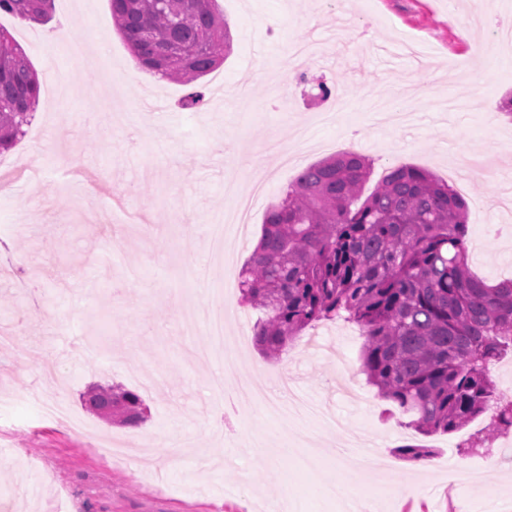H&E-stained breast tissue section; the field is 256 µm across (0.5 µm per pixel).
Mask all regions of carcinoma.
<instances>
[{
	"instance_id": "obj_1",
	"label": "carcinoma",
	"mask_w": 512,
	"mask_h": 512,
	"mask_svg": "<svg viewBox=\"0 0 512 512\" xmlns=\"http://www.w3.org/2000/svg\"><path fill=\"white\" fill-rule=\"evenodd\" d=\"M54 0H0V13L47 22ZM112 21L138 66L182 85L214 70L230 48L215 0H110ZM40 81L0 27V154L26 135ZM371 161L339 153L303 171L265 213L239 274L254 336L277 356L305 329L344 320L365 336L361 372L405 419L431 436L462 429L495 408L483 443L512 429V403L491 379L512 355V280L489 286L468 264V206L431 172L387 170L361 198ZM88 409L126 424L141 397L120 386L86 394Z\"/></svg>"
}]
</instances>
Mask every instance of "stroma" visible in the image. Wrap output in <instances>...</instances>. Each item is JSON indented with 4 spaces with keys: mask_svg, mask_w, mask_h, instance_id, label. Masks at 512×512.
<instances>
[{
    "mask_svg": "<svg viewBox=\"0 0 512 512\" xmlns=\"http://www.w3.org/2000/svg\"><path fill=\"white\" fill-rule=\"evenodd\" d=\"M230 27L224 62L181 85L134 70L109 0H54L36 24L7 14L0 27L24 48L42 83L26 136L0 155V512H344V493L322 486L342 471L337 445L358 435L364 474H349L370 512H512V466L478 481L450 474L477 453L458 447L488 419L425 436L377 418L387 403L360 370L357 326L337 320L303 331L279 358L255 346L254 312L234 302L237 374L194 360L207 337L184 306L209 307L224 272L208 226L254 176L268 183L245 241L243 266L267 207L299 168L282 170L277 142L308 166L341 152L373 163L365 192L389 167L449 178L465 171L469 265L494 285L512 278V44L496 41L512 0H216ZM84 40L90 65L43 42L62 26ZM41 46H34L31 34ZM322 78L330 98L298 86ZM203 93L192 109L190 90ZM43 167L33 180L28 167ZM122 242L119 258L103 250ZM210 270L207 288L193 273ZM284 372L337 427L293 440L254 395L255 372ZM114 384L138 393L144 422H108L84 393ZM65 400L81 422L40 419L41 402ZM433 448L427 470L402 445Z\"/></svg>",
    "mask_w": 512,
    "mask_h": 512,
    "instance_id": "stroma-1",
    "label": "stroma"
}]
</instances>
